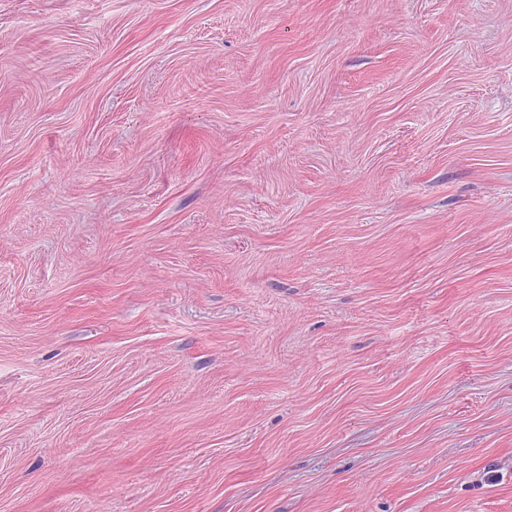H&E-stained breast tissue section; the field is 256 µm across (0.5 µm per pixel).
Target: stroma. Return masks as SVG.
Returning <instances> with one entry per match:
<instances>
[{
  "instance_id": "stroma-1",
  "label": "stroma",
  "mask_w": 512,
  "mask_h": 512,
  "mask_svg": "<svg viewBox=\"0 0 512 512\" xmlns=\"http://www.w3.org/2000/svg\"><path fill=\"white\" fill-rule=\"evenodd\" d=\"M0 512H512V0H0Z\"/></svg>"
}]
</instances>
